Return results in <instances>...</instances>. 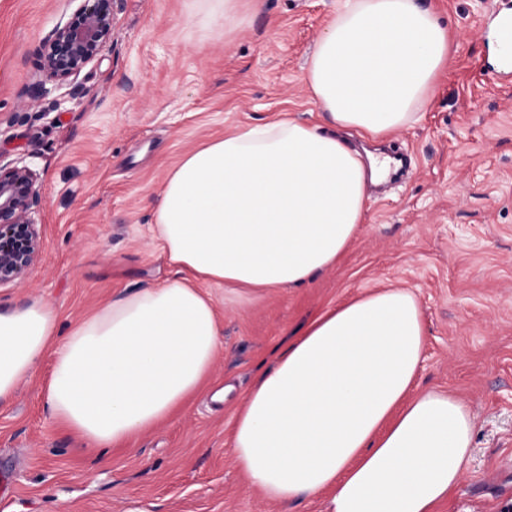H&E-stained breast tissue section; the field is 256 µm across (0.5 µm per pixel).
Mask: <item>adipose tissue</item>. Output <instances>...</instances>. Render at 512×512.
I'll list each match as a JSON object with an SVG mask.
<instances>
[{"label":"adipose tissue","mask_w":512,"mask_h":512,"mask_svg":"<svg viewBox=\"0 0 512 512\" xmlns=\"http://www.w3.org/2000/svg\"><path fill=\"white\" fill-rule=\"evenodd\" d=\"M447 58L448 34L420 0H345L306 70L322 123L238 129L168 171L154 216L172 281L65 332L50 303L0 310V401L49 354L48 405L89 448L126 447L184 408L221 345L203 285L297 288L333 267L391 164L363 162L345 131L375 140L417 123ZM425 341L406 289L313 316L235 410L249 486L283 505L324 493L327 512H436L470 466L475 420L455 394L417 388Z\"/></svg>","instance_id":"1"}]
</instances>
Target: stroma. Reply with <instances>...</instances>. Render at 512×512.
I'll return each instance as SVG.
<instances>
[{
	"instance_id": "1",
	"label": "stroma",
	"mask_w": 512,
	"mask_h": 512,
	"mask_svg": "<svg viewBox=\"0 0 512 512\" xmlns=\"http://www.w3.org/2000/svg\"><path fill=\"white\" fill-rule=\"evenodd\" d=\"M449 55L422 119L355 147L404 154L369 189L347 253L304 288H211L222 346L189 405L129 448L89 449L46 406L51 358L0 402V512H325L251 489L235 408L289 336L356 294L406 288L426 327L422 389L467 401L472 462L438 512L512 506V72L489 62L493 11L512 0H422ZM342 0H116L112 41L73 83L40 95L36 55L77 0H0V155L40 174L43 247L0 307L50 302L61 328L122 291L172 280L152 240L167 172L235 128L319 123L304 75ZM229 393L221 403L212 396Z\"/></svg>"
}]
</instances>
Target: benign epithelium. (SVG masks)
<instances>
[{
  "instance_id": "7a95c632",
  "label": "benign epithelium",
  "mask_w": 512,
  "mask_h": 512,
  "mask_svg": "<svg viewBox=\"0 0 512 512\" xmlns=\"http://www.w3.org/2000/svg\"><path fill=\"white\" fill-rule=\"evenodd\" d=\"M111 0H83L72 17L55 27L35 62L46 85L62 86L76 78L112 41ZM37 171L17 160L0 158V285L23 278L39 259L42 198Z\"/></svg>"
}]
</instances>
